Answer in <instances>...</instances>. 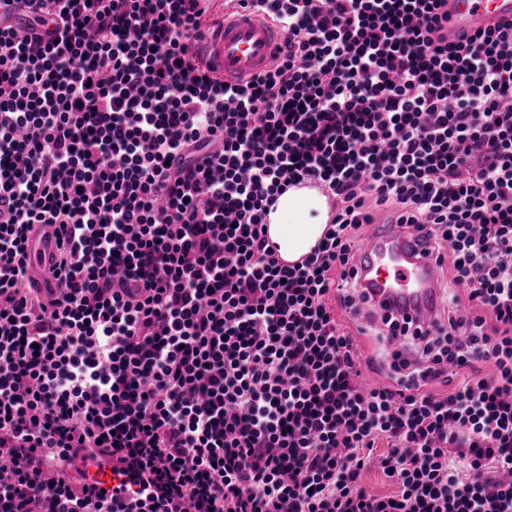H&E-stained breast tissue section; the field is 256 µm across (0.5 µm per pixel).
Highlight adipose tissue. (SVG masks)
Segmentation results:
<instances>
[{
	"label": "adipose tissue",
	"mask_w": 512,
	"mask_h": 512,
	"mask_svg": "<svg viewBox=\"0 0 512 512\" xmlns=\"http://www.w3.org/2000/svg\"><path fill=\"white\" fill-rule=\"evenodd\" d=\"M271 241L282 258L295 260L322 236L328 222L325 197L313 190H288L271 213Z\"/></svg>",
	"instance_id": "obj_1"
}]
</instances>
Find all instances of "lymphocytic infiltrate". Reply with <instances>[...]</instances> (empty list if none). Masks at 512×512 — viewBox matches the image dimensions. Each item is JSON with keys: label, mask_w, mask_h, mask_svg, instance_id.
<instances>
[{"label": "lymphocytic infiltrate", "mask_w": 512, "mask_h": 512, "mask_svg": "<svg viewBox=\"0 0 512 512\" xmlns=\"http://www.w3.org/2000/svg\"><path fill=\"white\" fill-rule=\"evenodd\" d=\"M210 2L0 0V512H512V23L224 0L283 34L230 83ZM302 182L331 219L286 265L264 219ZM376 222L442 245L436 330L369 312ZM54 248V227L45 226L32 238L28 248V254L36 271L48 264Z\"/></svg>", "instance_id": "f902f5d3"}]
</instances>
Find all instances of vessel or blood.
Instances as JSON below:
<instances>
[{
  "instance_id": "vessel-or-blood-1",
  "label": "vessel or blood",
  "mask_w": 512,
  "mask_h": 512,
  "mask_svg": "<svg viewBox=\"0 0 512 512\" xmlns=\"http://www.w3.org/2000/svg\"><path fill=\"white\" fill-rule=\"evenodd\" d=\"M508 21H512V0H448L449 43H467L477 30ZM279 38L278 27L267 18L241 10L216 19L200 49L204 60L232 82L267 69ZM54 248L53 228L43 227L28 248L35 269L47 265ZM439 254L424 229L373 225L356 251L355 262L374 312L405 315L423 328H434L436 300L444 287Z\"/></svg>"
}]
</instances>
